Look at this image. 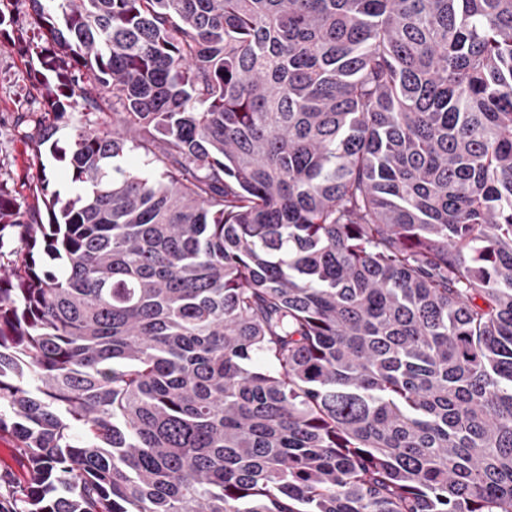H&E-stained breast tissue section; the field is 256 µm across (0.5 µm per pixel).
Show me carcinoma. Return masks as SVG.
Listing matches in <instances>:
<instances>
[{
    "instance_id": "cac0c4a2",
    "label": "carcinoma",
    "mask_w": 512,
    "mask_h": 512,
    "mask_svg": "<svg viewBox=\"0 0 512 512\" xmlns=\"http://www.w3.org/2000/svg\"><path fill=\"white\" fill-rule=\"evenodd\" d=\"M12 1L0 512H512V0ZM25 45L0 47V181L7 183L19 202L32 204L28 186L37 181L45 167L50 179L49 195L56 192L66 200L73 191L64 163L46 151L38 157L25 137L34 133L29 109L41 107L37 75L40 64L35 54L26 52ZM18 440L9 433L0 434V473L9 474L16 480L26 478V466L18 452Z\"/></svg>"
}]
</instances>
